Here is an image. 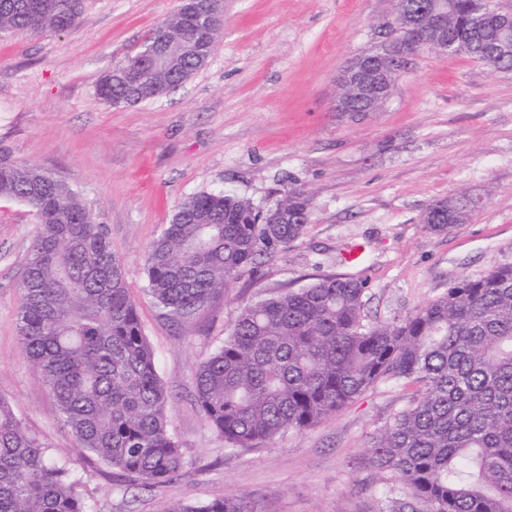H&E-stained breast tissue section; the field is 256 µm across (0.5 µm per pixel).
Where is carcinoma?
Returning <instances> with one entry per match:
<instances>
[{
  "mask_svg": "<svg viewBox=\"0 0 512 512\" xmlns=\"http://www.w3.org/2000/svg\"><path fill=\"white\" fill-rule=\"evenodd\" d=\"M456 54L512 70V32L480 18L479 0H444ZM82 0H0V30L64 33ZM214 47L221 29L171 15L152 34ZM203 61L189 53L153 65L137 55L102 74L108 105L148 103L181 86ZM0 197L29 206L41 230L19 288L18 333L31 365L70 430L78 457L93 456L132 484L161 487L186 457L170 430L168 387L157 370L126 272L104 227L78 194L33 163L0 155ZM464 196L429 205L434 231L466 224ZM310 198L290 188L275 205L202 192L181 203L148 249V292L176 322H189L216 294L302 234ZM366 282L325 276L240 307L224 344L195 372L207 425L237 448L309 430L382 381L422 391L372 449L389 490H407L423 512H512V262L463 276L412 314L363 323ZM68 463L0 398V512H86ZM162 512H257L245 494Z\"/></svg>",
  "mask_w": 512,
  "mask_h": 512,
  "instance_id": "cac0c4a2",
  "label": "carcinoma"
}]
</instances>
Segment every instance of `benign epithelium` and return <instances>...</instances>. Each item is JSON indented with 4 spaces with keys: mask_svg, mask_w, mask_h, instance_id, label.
Instances as JSON below:
<instances>
[{
    "mask_svg": "<svg viewBox=\"0 0 512 512\" xmlns=\"http://www.w3.org/2000/svg\"><path fill=\"white\" fill-rule=\"evenodd\" d=\"M178 11L190 16L207 17L212 27L223 20L222 0H180ZM398 24L409 31L406 39L388 44L385 50L373 56L360 55L341 70L337 76L334 111L353 112L358 100H368L373 103V109H378L391 96L409 57L425 47L443 52L452 50L445 39L430 41L425 37L426 32L443 26L441 16L435 12L411 15L402 9L398 14ZM144 51L156 63L172 58L171 45L166 39L154 42Z\"/></svg>",
    "mask_w": 512,
    "mask_h": 512,
    "instance_id": "obj_1",
    "label": "benign epithelium"
}]
</instances>
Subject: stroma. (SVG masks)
Masks as SVG:
<instances>
[{"mask_svg":"<svg viewBox=\"0 0 512 512\" xmlns=\"http://www.w3.org/2000/svg\"><path fill=\"white\" fill-rule=\"evenodd\" d=\"M179 0H84L64 34L0 32V153L71 186L105 225L123 264L189 466L161 488L76 457L74 439L23 352L19 287L39 230L26 205L0 198V397L70 461L88 512H161L173 501L249 495L261 512H392L370 462L374 437L420 386L382 382L303 433L260 448L227 445L206 424L194 373L224 343L242 305L336 275L365 281L368 324L402 318L462 276L512 262V71L423 49L377 112L333 109L336 78L380 45L395 0H223L206 67L176 90L110 106L99 75L124 63ZM312 198L301 236L245 269L193 322L147 292L144 259L177 206L227 191L268 207L289 188ZM466 194L473 219L446 232L421 222Z\"/></svg>","mask_w":512,"mask_h":512,"instance_id":"stroma-1","label":"stroma"}]
</instances>
